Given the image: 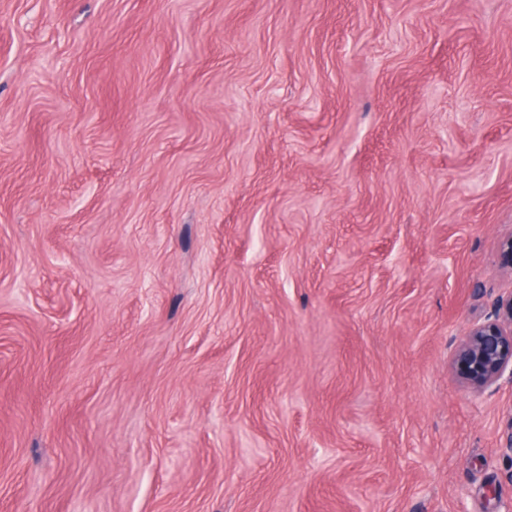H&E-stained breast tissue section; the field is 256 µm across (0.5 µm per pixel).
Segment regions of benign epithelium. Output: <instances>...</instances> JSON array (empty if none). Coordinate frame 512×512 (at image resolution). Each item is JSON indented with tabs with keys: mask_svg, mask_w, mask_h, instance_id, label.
<instances>
[{
	"mask_svg": "<svg viewBox=\"0 0 512 512\" xmlns=\"http://www.w3.org/2000/svg\"><path fill=\"white\" fill-rule=\"evenodd\" d=\"M499 261L512 275V233L499 241ZM453 363L458 384L481 395L504 379L512 384V292L496 299L483 318L472 321L460 338ZM499 451L512 459V409L509 410Z\"/></svg>",
	"mask_w": 512,
	"mask_h": 512,
	"instance_id": "benign-epithelium-1",
	"label": "benign epithelium"
}]
</instances>
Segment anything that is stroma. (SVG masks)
Here are the masks:
<instances>
[{"label":"stroma","instance_id":"obj_1","mask_svg":"<svg viewBox=\"0 0 512 512\" xmlns=\"http://www.w3.org/2000/svg\"><path fill=\"white\" fill-rule=\"evenodd\" d=\"M512 0H0V512H507ZM453 363L458 384L474 395L512 384V292L499 296L483 318L473 320L460 338Z\"/></svg>","mask_w":512,"mask_h":512}]
</instances>
